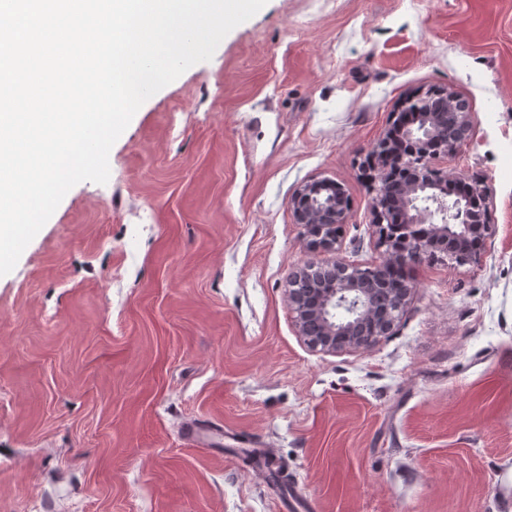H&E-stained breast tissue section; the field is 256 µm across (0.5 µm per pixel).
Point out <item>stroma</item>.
<instances>
[{"instance_id": "obj_1", "label": "stroma", "mask_w": 512, "mask_h": 512, "mask_svg": "<svg viewBox=\"0 0 512 512\" xmlns=\"http://www.w3.org/2000/svg\"><path fill=\"white\" fill-rule=\"evenodd\" d=\"M418 87L475 115L443 169L490 234L409 268L372 348H312L291 194L342 183L327 260L382 262L361 166ZM109 165L0 276V512H512V0H268Z\"/></svg>"}]
</instances>
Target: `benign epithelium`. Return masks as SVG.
<instances>
[{
  "mask_svg": "<svg viewBox=\"0 0 512 512\" xmlns=\"http://www.w3.org/2000/svg\"><path fill=\"white\" fill-rule=\"evenodd\" d=\"M438 97L450 109L448 123L459 131L454 139L436 135L433 102ZM393 123L416 149L392 156L390 165L375 167L369 179L371 229L385 248L386 260L362 269L339 260L328 264L313 259L290 277L288 298L298 334L325 352L367 350L392 332L413 286L389 282L390 270L416 264L435 249L457 263L466 262L476 252L471 240L484 241L489 230L487 224L472 223L470 209L489 198L491 187L461 179L463 190L451 194L448 178L435 168L438 159L455 153L469 139L474 126L472 112L457 93L443 88L413 92L401 100ZM289 205L313 251L336 249L352 206L343 184L327 178L305 182L295 189ZM382 295L388 296V306L380 315L375 299Z\"/></svg>",
  "mask_w": 512,
  "mask_h": 512,
  "instance_id": "1",
  "label": "benign epithelium"
}]
</instances>
